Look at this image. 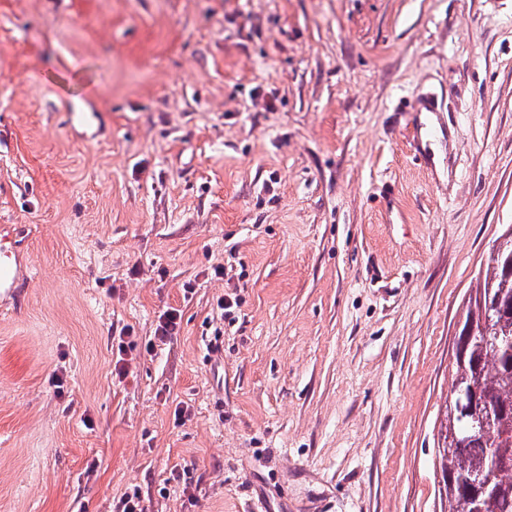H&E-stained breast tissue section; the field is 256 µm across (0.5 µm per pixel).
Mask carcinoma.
<instances>
[{
  "label": "carcinoma",
  "instance_id": "1",
  "mask_svg": "<svg viewBox=\"0 0 512 512\" xmlns=\"http://www.w3.org/2000/svg\"><path fill=\"white\" fill-rule=\"evenodd\" d=\"M464 324L475 337L463 360L454 361L451 401L441 421L438 464L446 488V512H512V346L494 349L484 336L512 337V260L489 258L466 306ZM476 384L475 403L460 411L456 395ZM488 421V431L481 422ZM459 438L448 446V434Z\"/></svg>",
  "mask_w": 512,
  "mask_h": 512
}]
</instances>
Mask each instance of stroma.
Masks as SVG:
<instances>
[{
    "label": "stroma",
    "mask_w": 512,
    "mask_h": 512,
    "mask_svg": "<svg viewBox=\"0 0 512 512\" xmlns=\"http://www.w3.org/2000/svg\"><path fill=\"white\" fill-rule=\"evenodd\" d=\"M2 224L0 512H445L512 0H0ZM23 273L19 253H11L0 248V298L10 299L20 281L27 278Z\"/></svg>",
    "instance_id": "obj_1"
}]
</instances>
